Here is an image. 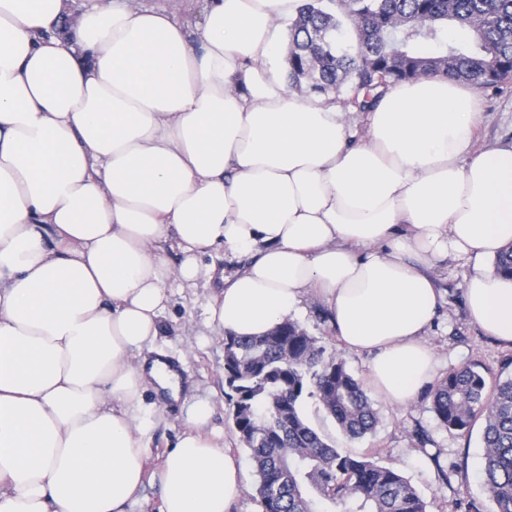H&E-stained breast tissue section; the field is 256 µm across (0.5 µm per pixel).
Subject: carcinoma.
Returning <instances> with one entry per match:
<instances>
[{
  "mask_svg": "<svg viewBox=\"0 0 512 512\" xmlns=\"http://www.w3.org/2000/svg\"><path fill=\"white\" fill-rule=\"evenodd\" d=\"M307 0L288 27V81L324 95L348 84L371 110L396 84L442 75L476 88L512 77V0ZM353 27L345 46L344 21ZM454 27L473 41L448 43ZM224 379L262 512H427L398 471L318 433L302 411L316 399L349 440L376 429L372 400L345 360L286 320L264 336L224 338ZM426 399L439 426L464 436L482 423L484 485L492 512H512V372L452 369Z\"/></svg>",
  "mask_w": 512,
  "mask_h": 512,
  "instance_id": "1",
  "label": "carcinoma"
}]
</instances>
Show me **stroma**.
<instances>
[{
  "mask_svg": "<svg viewBox=\"0 0 512 512\" xmlns=\"http://www.w3.org/2000/svg\"><path fill=\"white\" fill-rule=\"evenodd\" d=\"M477 108L482 114L478 132L479 145L512 140V81L497 88L474 92ZM202 275L195 287L183 288L177 283L167 285L168 302L161 317L162 331L154 341L164 350L170 364L176 365L185 396L210 400L214 416L210 427L219 432L225 446L242 452L243 446L232 419L224 386V333L207 322L204 306L208 295L217 292L223 270L241 267V260L214 251L201 259ZM467 267L456 260L442 263L436 275L445 291V305L427 332L429 343L438 354L437 371L475 363L487 376L498 375L504 363L512 359V348L485 336L474 324L465 307L463 288ZM146 411L154 426L146 443L150 450L149 468L157 470L167 451L185 428L180 403L145 395ZM378 424L372 434L346 442L335 422L319 407L315 399H305L303 412L311 425L337 444L346 445L355 453L375 454L380 464L399 471L417 490L427 504L428 512H455L456 500H473L491 512L482 476L484 449L480 429L471 435L458 436L442 429L425 399L407 407H397L375 399ZM424 428L442 451L444 463H456L451 485H443L431 460L423 454L413 438L417 428Z\"/></svg>",
  "mask_w": 512,
  "mask_h": 512,
  "instance_id": "obj_1",
  "label": "stroma"
}]
</instances>
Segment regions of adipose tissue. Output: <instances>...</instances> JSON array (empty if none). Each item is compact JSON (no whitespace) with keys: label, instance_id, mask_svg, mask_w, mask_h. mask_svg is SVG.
<instances>
[{"label":"adipose tissue","instance_id":"ef3b65f1","mask_svg":"<svg viewBox=\"0 0 512 512\" xmlns=\"http://www.w3.org/2000/svg\"><path fill=\"white\" fill-rule=\"evenodd\" d=\"M303 0H0V512H128L148 475L145 362L169 281L202 254L246 258L206 304L239 337L327 307L393 405L433 384V275L470 269L464 301L512 346V141L482 150L470 87L423 76L363 117L291 91L275 64ZM178 259H171V252ZM197 399L155 473L161 512H231L232 449Z\"/></svg>","mask_w":512,"mask_h":512}]
</instances>
